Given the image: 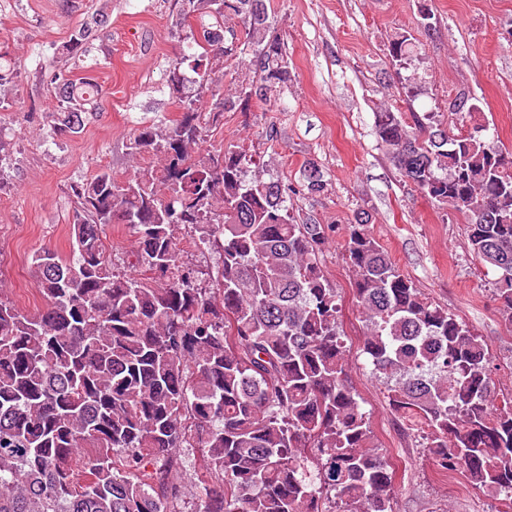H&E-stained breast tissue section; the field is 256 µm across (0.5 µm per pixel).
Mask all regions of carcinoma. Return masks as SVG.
<instances>
[{"label":"carcinoma","mask_w":512,"mask_h":512,"mask_svg":"<svg viewBox=\"0 0 512 512\" xmlns=\"http://www.w3.org/2000/svg\"><path fill=\"white\" fill-rule=\"evenodd\" d=\"M189 29L167 70L179 119L144 125L131 154L152 162L115 181L107 170L71 186L67 261L44 248L31 273L44 306L0 294V512H176L185 452L199 448L195 512H393V470L349 379L336 289L318 251L325 224L288 211L292 185L255 171L242 147H203L226 112L268 104L288 81L266 0H181ZM240 19L258 80L221 93L224 21ZM208 17L201 34L189 18ZM93 24L68 52H87ZM409 60L408 38L390 44ZM189 67L194 77L186 76ZM20 66L0 55V109ZM53 132L78 134L98 107L90 75L50 80ZM456 115L477 107L465 96ZM375 134L403 181L465 216L472 253L495 273L512 324V152L475 124L454 133L434 112L385 105ZM310 173L302 191L327 183ZM125 224L135 262H115L105 227ZM347 225L343 258L366 332L361 354L390 405L427 428L423 455L512 507V397L498 400L485 340L425 297L372 235ZM190 239L214 257L187 261Z\"/></svg>","instance_id":"1"}]
</instances>
